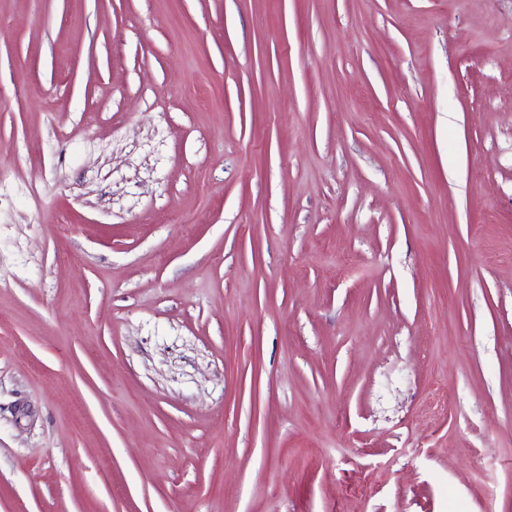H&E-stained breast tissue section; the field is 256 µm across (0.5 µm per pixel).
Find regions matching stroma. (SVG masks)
I'll use <instances>...</instances> for the list:
<instances>
[{"mask_svg":"<svg viewBox=\"0 0 512 512\" xmlns=\"http://www.w3.org/2000/svg\"><path fill=\"white\" fill-rule=\"evenodd\" d=\"M0 512H512V0H0Z\"/></svg>","mask_w":512,"mask_h":512,"instance_id":"1","label":"stroma"}]
</instances>
